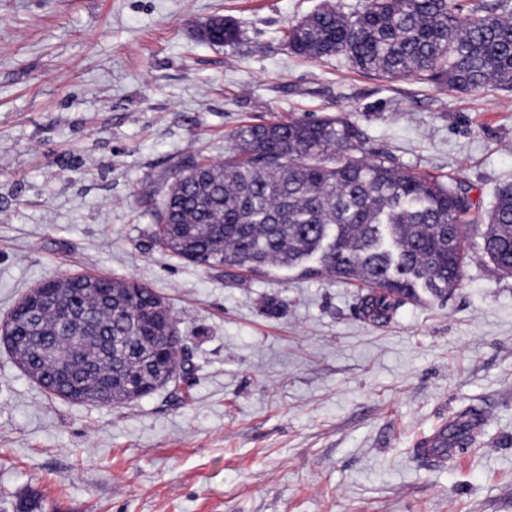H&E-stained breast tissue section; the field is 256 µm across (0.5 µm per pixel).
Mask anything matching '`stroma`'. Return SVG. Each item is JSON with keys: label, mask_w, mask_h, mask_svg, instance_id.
Segmentation results:
<instances>
[{"label": "stroma", "mask_w": 512, "mask_h": 512, "mask_svg": "<svg viewBox=\"0 0 512 512\" xmlns=\"http://www.w3.org/2000/svg\"><path fill=\"white\" fill-rule=\"evenodd\" d=\"M322 0H0V321L39 283L147 285L191 375L117 405L48 395L0 344V512H512V277L467 260L384 323L358 286L226 276L151 232L187 156L244 124L341 116L361 158L455 174L476 211L512 184V93L458 94L303 60L286 28ZM214 15L232 46L198 40ZM484 423L445 465L419 443ZM213 26L224 27V46H230L238 42L243 33L241 23L234 18L226 16L211 17L209 23L205 27L195 25L194 28H196V32H198L203 29L210 30Z\"/></svg>", "instance_id": "1"}]
</instances>
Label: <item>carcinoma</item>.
Returning a JSON list of instances; mask_svg holds the SVG:
<instances>
[{"label": "carcinoma", "mask_w": 512, "mask_h": 512, "mask_svg": "<svg viewBox=\"0 0 512 512\" xmlns=\"http://www.w3.org/2000/svg\"><path fill=\"white\" fill-rule=\"evenodd\" d=\"M456 0H363L354 13L324 2L288 27L291 54L343 57L364 72L425 78L451 92L490 87L512 91V7ZM242 25L224 18V45ZM224 162L191 158L179 166L162 199L154 244L228 275L270 267L301 269L366 288L365 317L383 322L423 288L446 293L470 257L468 230L483 224L479 255L512 275V185L490 210L473 211L465 187L382 159L363 160L361 132L345 117L277 120L230 133ZM120 284L123 306L103 298ZM52 300L9 317L14 358H25L48 394L86 402L104 390L128 399V381L154 378L157 328L152 309L164 302L134 281L91 275L40 284Z\"/></svg>", "instance_id": "obj_1"}]
</instances>
